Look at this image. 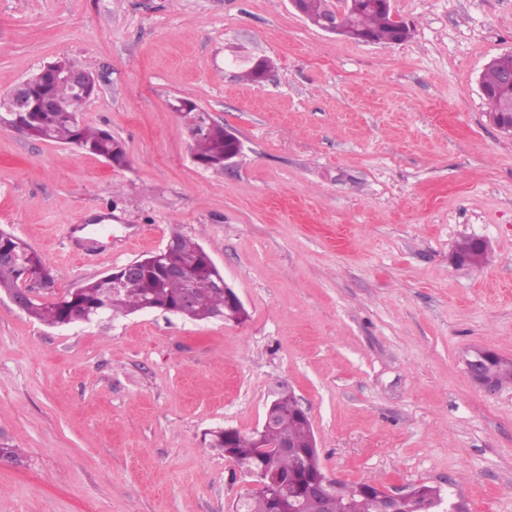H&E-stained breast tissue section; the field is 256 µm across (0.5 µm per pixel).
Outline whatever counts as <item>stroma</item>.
Returning a JSON list of instances; mask_svg holds the SVG:
<instances>
[{
    "label": "stroma",
    "mask_w": 512,
    "mask_h": 512,
    "mask_svg": "<svg viewBox=\"0 0 512 512\" xmlns=\"http://www.w3.org/2000/svg\"><path fill=\"white\" fill-rule=\"evenodd\" d=\"M407 41L355 42L289 0H0V96L44 64L97 79L84 122L129 165L0 128V228L56 293L163 247L212 258L239 324L161 311L48 327L0 294V512H235L248 484L204 434L262 423L277 384L332 477L456 482L469 512H512V135L479 77L512 53V0H392ZM258 57L262 84L243 81ZM231 128L229 170L193 163L172 109ZM483 238L479 267L455 244ZM499 357L503 360L512 358L503 357L489 350H472L464 360L465 370L471 381L488 393H494L501 389L493 379L488 378V373L495 374L502 386L512 384V365L501 364L498 360L492 359L488 362L487 371L485 365L491 357Z\"/></svg>",
    "instance_id": "35a3bbf8"
}]
</instances>
